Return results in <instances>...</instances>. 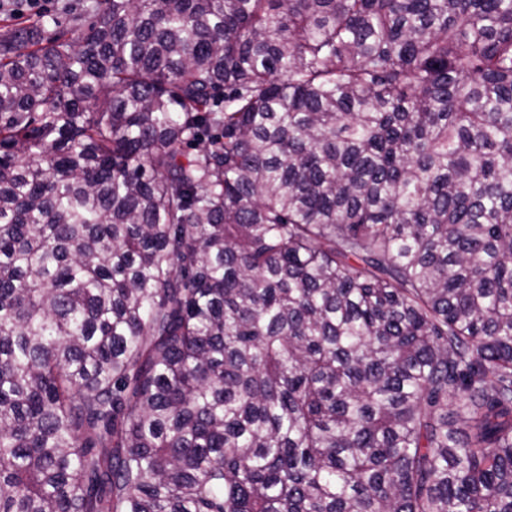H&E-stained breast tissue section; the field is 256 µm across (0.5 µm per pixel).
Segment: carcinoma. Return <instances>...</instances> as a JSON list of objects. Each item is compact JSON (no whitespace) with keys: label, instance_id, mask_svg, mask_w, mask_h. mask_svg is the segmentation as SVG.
I'll use <instances>...</instances> for the list:
<instances>
[{"label":"carcinoma","instance_id":"obj_1","mask_svg":"<svg viewBox=\"0 0 512 512\" xmlns=\"http://www.w3.org/2000/svg\"><path fill=\"white\" fill-rule=\"evenodd\" d=\"M0 27V512H512V0H94Z\"/></svg>","mask_w":512,"mask_h":512}]
</instances>
